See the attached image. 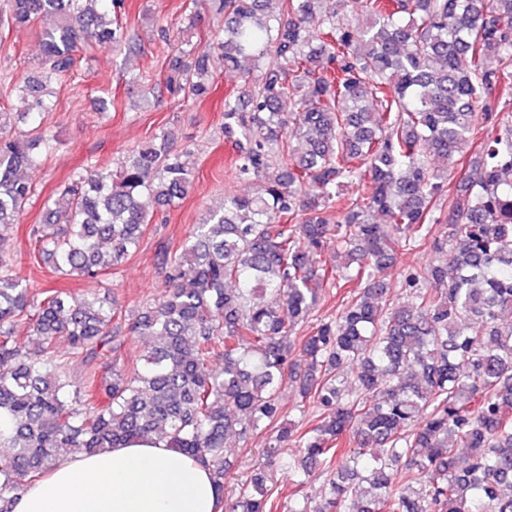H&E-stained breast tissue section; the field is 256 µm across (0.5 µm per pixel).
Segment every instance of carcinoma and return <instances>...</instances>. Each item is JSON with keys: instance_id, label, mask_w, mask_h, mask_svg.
<instances>
[{"instance_id": "obj_1", "label": "carcinoma", "mask_w": 512, "mask_h": 512, "mask_svg": "<svg viewBox=\"0 0 512 512\" xmlns=\"http://www.w3.org/2000/svg\"><path fill=\"white\" fill-rule=\"evenodd\" d=\"M358 2L353 17L348 0H220L224 40L175 60L196 99L214 63L241 74L224 138L236 177L263 192L209 210L137 313L28 288L0 248V512L60 449L149 435L211 470L224 512H278L264 464L224 493L227 436L258 430L270 463L299 449L298 485L326 477L324 502L297 490L287 512H512V0ZM116 4L5 0L0 16L15 24L57 16L14 86L30 122L53 110L47 83L81 43L127 41ZM9 125L1 112L0 229L34 194L22 170L52 142L40 125L1 134ZM475 138L451 189L448 167ZM191 184L182 154L152 144L114 171L74 173L30 236L55 272L95 277L157 223L140 198L174 205ZM414 248L441 260L401 271L410 300L397 305L383 274ZM355 280L365 286L351 292ZM333 293L336 315L295 335ZM125 328L153 338L140 367L121 363ZM289 381L312 416L303 428L281 422ZM479 149V141H468L460 146L454 167L448 171V187L453 189L457 185L467 166L477 156Z\"/></svg>"}]
</instances>
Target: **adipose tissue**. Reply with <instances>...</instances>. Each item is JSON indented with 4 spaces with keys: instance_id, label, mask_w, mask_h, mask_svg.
<instances>
[{
    "instance_id": "ef3b65f1",
    "label": "adipose tissue",
    "mask_w": 512,
    "mask_h": 512,
    "mask_svg": "<svg viewBox=\"0 0 512 512\" xmlns=\"http://www.w3.org/2000/svg\"><path fill=\"white\" fill-rule=\"evenodd\" d=\"M12 512H220L211 474L152 438L61 459Z\"/></svg>"
}]
</instances>
